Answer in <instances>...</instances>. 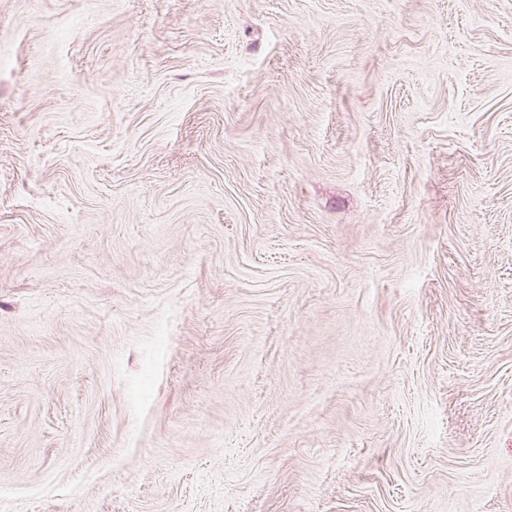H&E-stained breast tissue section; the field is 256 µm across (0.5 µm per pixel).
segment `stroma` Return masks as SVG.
I'll return each mask as SVG.
<instances>
[{"label": "stroma", "mask_w": 512, "mask_h": 512, "mask_svg": "<svg viewBox=\"0 0 512 512\" xmlns=\"http://www.w3.org/2000/svg\"><path fill=\"white\" fill-rule=\"evenodd\" d=\"M0 512H512V0H0Z\"/></svg>", "instance_id": "obj_1"}]
</instances>
